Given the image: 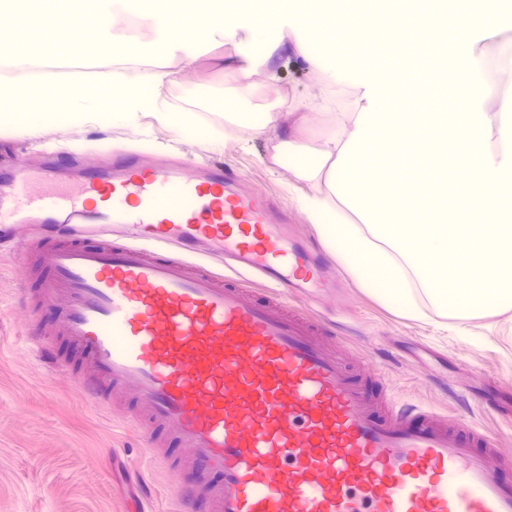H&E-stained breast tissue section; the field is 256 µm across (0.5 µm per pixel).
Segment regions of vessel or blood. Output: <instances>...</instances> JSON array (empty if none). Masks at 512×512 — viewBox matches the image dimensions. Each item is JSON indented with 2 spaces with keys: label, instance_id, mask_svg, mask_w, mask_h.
<instances>
[{
  "label": "vessel or blood",
  "instance_id": "obj_1",
  "mask_svg": "<svg viewBox=\"0 0 512 512\" xmlns=\"http://www.w3.org/2000/svg\"><path fill=\"white\" fill-rule=\"evenodd\" d=\"M0 183V243L44 272L61 305L57 335L91 370L80 389L108 404L129 391L149 417L148 445L174 432L219 485L178 490L183 512H512V469L493 463L494 437L460 439L448 421L369 393L312 335L310 320L210 270L189 269L197 246L277 286L324 287L293 272L311 257L286 240V216L219 167L185 169L135 153L111 165L25 157ZM34 224L66 235L36 239Z\"/></svg>",
  "mask_w": 512,
  "mask_h": 512
}]
</instances>
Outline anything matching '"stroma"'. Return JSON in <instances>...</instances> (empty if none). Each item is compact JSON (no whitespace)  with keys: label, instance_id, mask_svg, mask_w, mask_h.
Segmentation results:
<instances>
[{"label":"stroma","instance_id":"35a3bbf8","mask_svg":"<svg viewBox=\"0 0 512 512\" xmlns=\"http://www.w3.org/2000/svg\"><path fill=\"white\" fill-rule=\"evenodd\" d=\"M224 44L203 56L194 70L179 73L159 90L173 110L205 103L201 118L223 126L221 103L232 99L240 112H285L289 132L316 145L328 120L311 105L325 93L315 71L278 85L258 71L248 79L224 80L221 62L233 54ZM274 133L232 135L194 142L143 118L111 129L88 121L44 136L0 135V175L14 154L40 166L47 151L182 153L187 163L206 162L239 176L287 210L296 229L292 242L321 251L316 229L297 197L313 193L314 182L298 178L277 159ZM335 287L288 291L289 311L332 325L329 345L367 381L385 378L399 406H418L497 440L499 457L512 459V310H490L469 318L433 315L427 322L383 307L360 288L332 255H325ZM36 276L24 275L17 254L0 251V512H130L141 497L152 512H177L176 489L198 484L187 451L167 436V458H153L146 435L131 416L135 402L124 394L99 408L72 375L83 355L73 344L46 343L43 333L58 318V306L36 299ZM67 362L69 371L57 368Z\"/></svg>","mask_w":512,"mask_h":512}]
</instances>
